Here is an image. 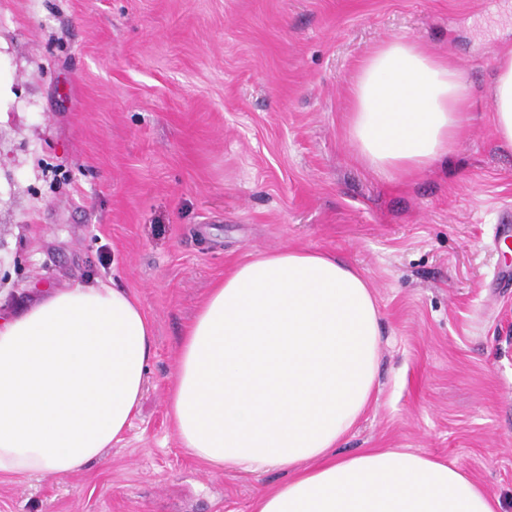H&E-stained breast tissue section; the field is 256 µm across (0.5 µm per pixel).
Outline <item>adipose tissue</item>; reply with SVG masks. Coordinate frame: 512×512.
I'll use <instances>...</instances> for the list:
<instances>
[{
    "mask_svg": "<svg viewBox=\"0 0 512 512\" xmlns=\"http://www.w3.org/2000/svg\"><path fill=\"white\" fill-rule=\"evenodd\" d=\"M493 129L512 148V49L493 76ZM473 104L459 70L392 38L360 64L347 135L376 176L410 177L455 151ZM377 301L355 266L311 248L235 263L180 342L169 412L205 465L290 471L254 512H499L456 466L427 454L338 444L373 399ZM139 301L97 280L0 314V476H67L126 432L153 356Z\"/></svg>",
    "mask_w": 512,
    "mask_h": 512,
    "instance_id": "1",
    "label": "adipose tissue"
}]
</instances>
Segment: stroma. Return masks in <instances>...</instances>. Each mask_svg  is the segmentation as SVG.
I'll return each instance as SVG.
<instances>
[{"label":"stroma","mask_w":512,"mask_h":512,"mask_svg":"<svg viewBox=\"0 0 512 512\" xmlns=\"http://www.w3.org/2000/svg\"><path fill=\"white\" fill-rule=\"evenodd\" d=\"M393 37L462 72L454 155L410 178L356 163L361 61ZM512 0H0V310L94 278L154 328L143 397L101 462L0 478V512H252L288 471H214L184 448L168 388L181 336L236 261L312 247L378 300L376 394L339 444L453 463L512 512V148L490 79Z\"/></svg>","instance_id":"1"}]
</instances>
